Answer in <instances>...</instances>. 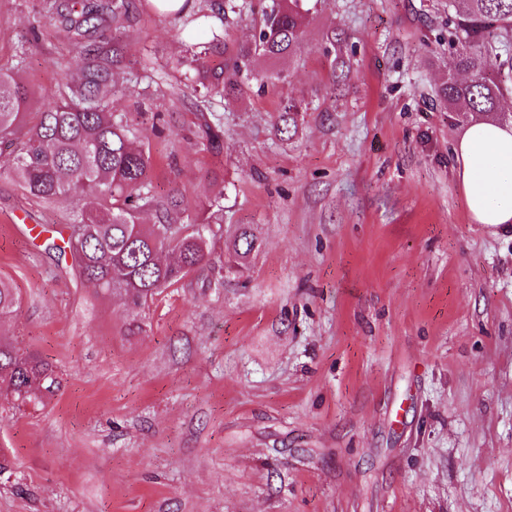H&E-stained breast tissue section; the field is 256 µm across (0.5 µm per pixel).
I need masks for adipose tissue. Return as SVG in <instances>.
<instances>
[{"instance_id": "ef3b65f1", "label": "adipose tissue", "mask_w": 512, "mask_h": 512, "mask_svg": "<svg viewBox=\"0 0 512 512\" xmlns=\"http://www.w3.org/2000/svg\"><path fill=\"white\" fill-rule=\"evenodd\" d=\"M455 152L471 220L490 226L512 224V125L472 120Z\"/></svg>"}]
</instances>
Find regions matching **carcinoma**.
<instances>
[{
    "mask_svg": "<svg viewBox=\"0 0 512 512\" xmlns=\"http://www.w3.org/2000/svg\"><path fill=\"white\" fill-rule=\"evenodd\" d=\"M177 14L196 18L208 11L222 21L259 14L252 40L224 65L212 68L209 57L224 45V27L193 55L195 75L208 81L207 92L238 100L252 90L266 91L272 77L255 67L258 59L290 60L303 49L310 9L305 0H200ZM52 14L75 37L100 29L106 19L119 29L130 19L128 0H54ZM448 45L455 73L438 91L450 113L503 121L501 99L508 87L491 74L493 53L512 48V0H448ZM127 82L123 47L115 40L83 51V64L68 91L41 104L36 121L27 117L34 101L31 86L15 71L0 70V171L13 178L29 198L45 203L70 200L73 220L68 237L50 249L70 257V271L107 295H120L138 306L163 288L194 272L207 255L208 240L222 225H212L216 199L200 204L197 229L183 232V196L166 198L154 190L152 158L143 141L111 112L112 94ZM299 109L286 104L275 129L280 137L297 133ZM195 135L210 150L224 141V117L199 112ZM150 214L151 224L142 222ZM260 244L248 224L237 228L234 258L245 264ZM20 296L0 278V319L12 317ZM58 375L41 357L22 353L0 340V389L23 405L54 395Z\"/></svg>",
    "mask_w": 512,
    "mask_h": 512,
    "instance_id": "1",
    "label": "carcinoma"
}]
</instances>
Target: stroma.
<instances>
[{"label": "stroma", "mask_w": 512, "mask_h": 512, "mask_svg": "<svg viewBox=\"0 0 512 512\" xmlns=\"http://www.w3.org/2000/svg\"><path fill=\"white\" fill-rule=\"evenodd\" d=\"M132 2L96 36L128 66L112 110L147 131L159 196L190 216L223 198L224 234L132 310L47 250L70 204L0 175V277L21 299L0 335L61 379L36 407L0 397V512H512V228L472 223L455 174L448 0H317L274 91L212 98L217 151L181 65L209 22ZM49 4L0 0V68L41 101L83 51ZM333 35L354 51L341 85ZM240 224L260 242L243 270ZM299 109L294 104H286L278 114L274 128L279 137L286 136L287 140L296 135L298 129ZM195 135L210 150H220L224 141V117L219 112H203L199 108Z\"/></svg>", "instance_id": "1"}]
</instances>
